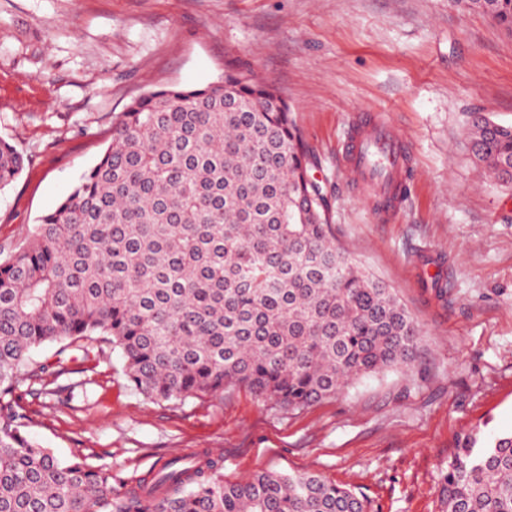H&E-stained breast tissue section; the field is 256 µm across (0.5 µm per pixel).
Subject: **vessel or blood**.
Wrapping results in <instances>:
<instances>
[{
  "label": "vessel or blood",
  "instance_id": "1",
  "mask_svg": "<svg viewBox=\"0 0 512 512\" xmlns=\"http://www.w3.org/2000/svg\"><path fill=\"white\" fill-rule=\"evenodd\" d=\"M408 143L380 112H358L343 136L341 166L357 189L368 195L382 221L399 215L406 194Z\"/></svg>",
  "mask_w": 512,
  "mask_h": 512
}]
</instances>
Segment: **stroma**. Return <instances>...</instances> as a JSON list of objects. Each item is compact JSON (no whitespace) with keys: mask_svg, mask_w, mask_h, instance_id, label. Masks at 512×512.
<instances>
[{"mask_svg":"<svg viewBox=\"0 0 512 512\" xmlns=\"http://www.w3.org/2000/svg\"><path fill=\"white\" fill-rule=\"evenodd\" d=\"M230 63L287 100L337 242L421 327L418 360L291 411L242 386L157 403L110 344L85 361L52 343L33 357L59 377L18 390L27 431L124 477L207 451L228 483L309 471L368 512H447L458 437L512 434V185L473 161L467 131L472 112L512 126V33L488 16L449 0H0V136L26 159L0 192V250L97 162L132 98L205 86ZM364 111L388 114L409 145L410 190L390 224L339 165Z\"/></svg>","mask_w":512,"mask_h":512,"instance_id":"stroma-1","label":"stroma"}]
</instances>
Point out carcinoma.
<instances>
[{"mask_svg":"<svg viewBox=\"0 0 512 512\" xmlns=\"http://www.w3.org/2000/svg\"><path fill=\"white\" fill-rule=\"evenodd\" d=\"M512 32V0H452ZM471 153L512 183V127L469 113ZM287 102L228 68L200 88L134 99L79 183L0 257V512H367L308 473L224 483L223 459L174 457L130 486L112 468L58 458L26 432L15 391L51 374L39 347L120 351L156 402L229 385L291 410L355 378L413 365L421 329L337 243ZM25 158L0 137V192ZM448 512H512V435L458 439Z\"/></svg>","mask_w":512,"mask_h":512,"instance_id":"obj_1","label":"carcinoma"}]
</instances>
